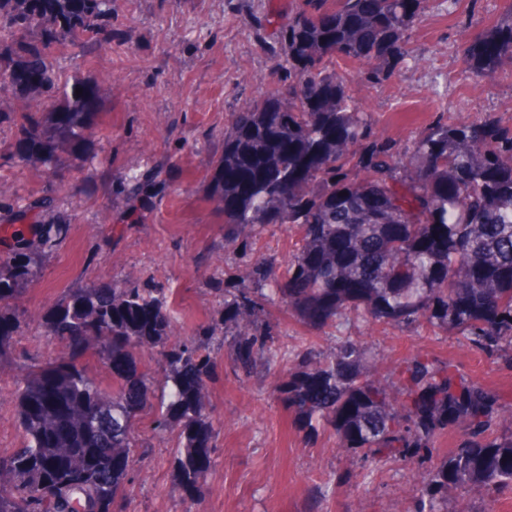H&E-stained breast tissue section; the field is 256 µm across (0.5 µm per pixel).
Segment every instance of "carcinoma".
<instances>
[{"instance_id":"1","label":"carcinoma","mask_w":512,"mask_h":512,"mask_svg":"<svg viewBox=\"0 0 512 512\" xmlns=\"http://www.w3.org/2000/svg\"><path fill=\"white\" fill-rule=\"evenodd\" d=\"M428 0H298L273 52L280 88L231 112L224 152L209 160L208 198L224 212V310L197 338L168 345L172 306L160 288L128 277L71 289L43 315L47 333L74 343L68 356L34 365L16 387L23 445L0 456V512H121L138 462L134 423L158 404L154 429L177 430L172 473L194 505L211 467L215 429L205 414L213 352L226 347L246 379L290 364L273 395L297 432L331 429L337 448L364 463H394L413 484L410 512H450L472 488L512 490V406L468 379L451 359L427 354L391 366L350 336L323 352L278 343L274 308L314 333L350 322L444 330L512 364V126L439 117L404 147L379 139L347 82L392 79L412 56L408 31ZM117 0H0V91L22 102L11 160L58 172L93 155L98 84L59 81L54 51L112 41ZM475 81L512 75V0L506 14L461 47ZM83 89L82 94L75 90ZM35 100L32 110L23 102ZM50 195L0 200L15 213L13 248L0 258V361L13 353V302L69 224L42 223ZM297 228L287 263L256 256L269 226ZM160 350L161 378L134 351ZM94 355L112 373L108 394L80 364ZM111 402L101 404L104 395ZM458 434L445 455L437 442Z\"/></svg>"}]
</instances>
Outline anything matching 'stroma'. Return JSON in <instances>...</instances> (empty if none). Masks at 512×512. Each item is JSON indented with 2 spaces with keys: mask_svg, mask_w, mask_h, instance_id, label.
Returning <instances> with one entry per match:
<instances>
[{
  "mask_svg": "<svg viewBox=\"0 0 512 512\" xmlns=\"http://www.w3.org/2000/svg\"><path fill=\"white\" fill-rule=\"evenodd\" d=\"M293 0H118L115 37L94 55H55L63 75L80 73L101 88L95 157L76 159L66 176L10 159L11 123H0V185L11 199L49 194L45 221L71 220L64 242L46 257L13 308L18 328L11 361L0 364V454L22 442L15 382L25 366L61 357L48 336L45 309L68 289L138 277L175 300L179 339L208 324L221 308L215 279L236 265L224 247V215L207 198L208 162L224 150L229 112L277 89L270 49ZM504 0H429L408 33L416 57L380 84L349 82L362 111L389 139L405 145L439 113L512 120V78L466 80L459 45L504 11ZM111 80H103L104 72ZM143 182L164 180L165 191L129 226V195L111 191L128 171ZM348 335L387 362L426 353L454 359L462 373L512 401V367L475 353L441 331L353 325ZM287 365L240 380L226 350L207 382L206 413L213 423V463L204 474L198 512H408L406 471L396 464L362 470L357 456L339 452L331 431L311 438L294 430L272 394ZM151 411L135 423L144 454L130 475L126 512H185L171 471L176 432L153 428Z\"/></svg>",
  "mask_w": 512,
  "mask_h": 512,
  "instance_id": "35a3bbf8",
  "label": "stroma"
}]
</instances>
